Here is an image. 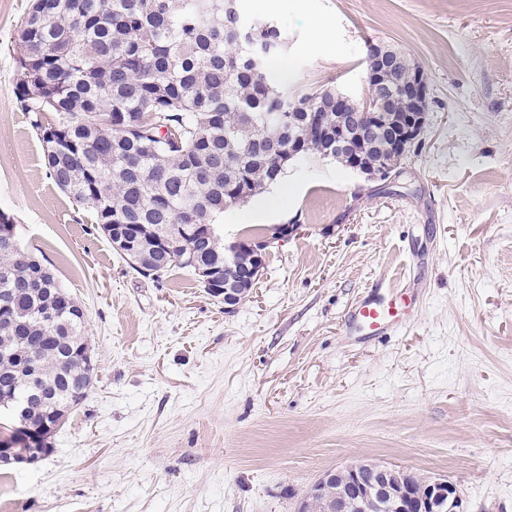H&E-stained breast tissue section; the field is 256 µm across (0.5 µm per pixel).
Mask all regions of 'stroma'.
I'll use <instances>...</instances> for the list:
<instances>
[{"instance_id":"35a3bbf8","label":"stroma","mask_w":512,"mask_h":512,"mask_svg":"<svg viewBox=\"0 0 512 512\" xmlns=\"http://www.w3.org/2000/svg\"><path fill=\"white\" fill-rule=\"evenodd\" d=\"M29 4L0 0V211L83 309L95 381L44 460L0 465V500L296 512L322 472L370 461L447 477L467 512H512V0H243L287 37L281 91L365 99L379 45L430 93L387 186L306 157L225 211L228 241L295 227L229 313L189 270H132L50 178L15 95ZM415 284L403 329L348 335L358 301Z\"/></svg>"}]
</instances>
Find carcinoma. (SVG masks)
I'll return each mask as SVG.
<instances>
[{"label":"carcinoma","mask_w":512,"mask_h":512,"mask_svg":"<svg viewBox=\"0 0 512 512\" xmlns=\"http://www.w3.org/2000/svg\"><path fill=\"white\" fill-rule=\"evenodd\" d=\"M25 43L33 56L16 93L51 145L49 176L103 232L133 224L140 249L168 242L165 273L189 269L203 284L200 271L224 267V211L281 178L288 149L336 158L323 131L330 117L319 108L336 88L297 99L281 92L269 65L286 37L277 24L246 17L241 0H31ZM297 104L304 109L293 132L266 125L268 113ZM125 257L160 278L155 255ZM1 303L0 351L15 360L0 362V396L27 392L23 365L33 355L50 401L31 423L68 417L92 389L94 369L75 360L90 349L84 312L15 237H0Z\"/></svg>","instance_id":"cac0c4a2"}]
</instances>
